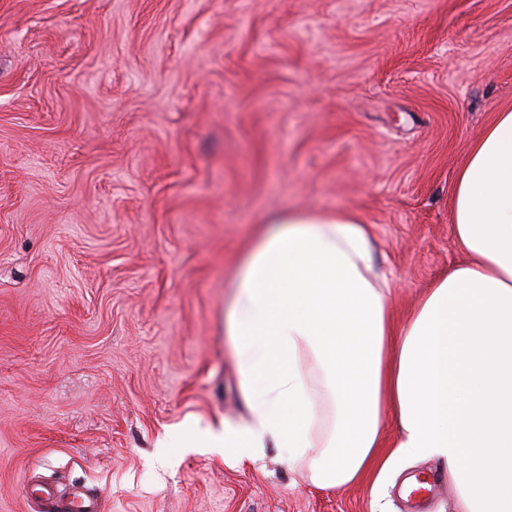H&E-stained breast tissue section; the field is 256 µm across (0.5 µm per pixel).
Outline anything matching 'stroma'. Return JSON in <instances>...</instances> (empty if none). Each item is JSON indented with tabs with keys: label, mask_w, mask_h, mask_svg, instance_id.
Instances as JSON below:
<instances>
[{
	"label": "stroma",
	"mask_w": 512,
	"mask_h": 512,
	"mask_svg": "<svg viewBox=\"0 0 512 512\" xmlns=\"http://www.w3.org/2000/svg\"><path fill=\"white\" fill-rule=\"evenodd\" d=\"M512 107V0H0V512H416L440 460L339 489L247 419L224 303L263 218L374 225L403 324L458 263L469 142ZM41 512H98L97 501L87 493L75 492L67 499L59 497L51 486L45 487L39 496Z\"/></svg>",
	"instance_id": "1"
}]
</instances>
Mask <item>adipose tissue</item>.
<instances>
[{"label": "adipose tissue", "mask_w": 512, "mask_h": 512, "mask_svg": "<svg viewBox=\"0 0 512 512\" xmlns=\"http://www.w3.org/2000/svg\"><path fill=\"white\" fill-rule=\"evenodd\" d=\"M451 221L466 260L398 328L373 225L350 210L268 217L224 314L250 417L194 430L188 445L239 462L284 448L325 487L437 458L457 512H512V108L470 143ZM391 415L399 437L385 454Z\"/></svg>", "instance_id": "1"}]
</instances>
